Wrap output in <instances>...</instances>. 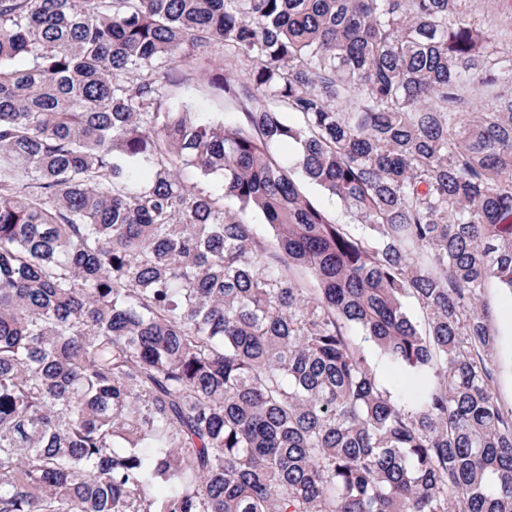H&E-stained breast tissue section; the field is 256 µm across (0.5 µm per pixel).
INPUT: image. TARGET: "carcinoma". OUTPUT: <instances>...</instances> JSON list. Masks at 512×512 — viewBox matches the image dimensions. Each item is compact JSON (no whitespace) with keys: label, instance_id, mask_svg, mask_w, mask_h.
Wrapping results in <instances>:
<instances>
[{"label":"carcinoma","instance_id":"obj_1","mask_svg":"<svg viewBox=\"0 0 512 512\" xmlns=\"http://www.w3.org/2000/svg\"><path fill=\"white\" fill-rule=\"evenodd\" d=\"M478 2L0 0V512H512ZM215 47L239 111L165 104ZM364 349L374 366V369L377 373L378 380L380 383L386 388L390 389L392 392L400 393L394 391L392 388V384L394 380L398 377L402 378L405 384L406 393H416L421 391L425 386V376L424 374H419L413 371H404L389 363L387 360L382 358L374 346L369 343H363Z\"/></svg>","mask_w":512,"mask_h":512}]
</instances>
